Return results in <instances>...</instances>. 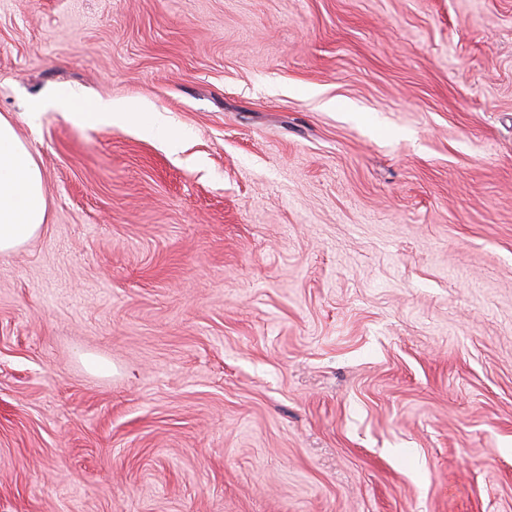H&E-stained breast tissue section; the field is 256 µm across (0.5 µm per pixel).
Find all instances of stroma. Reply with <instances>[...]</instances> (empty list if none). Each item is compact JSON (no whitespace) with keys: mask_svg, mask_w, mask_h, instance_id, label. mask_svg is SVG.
Segmentation results:
<instances>
[{"mask_svg":"<svg viewBox=\"0 0 512 512\" xmlns=\"http://www.w3.org/2000/svg\"><path fill=\"white\" fill-rule=\"evenodd\" d=\"M0 115V512H512V0H0ZM139 113L141 112H130L129 106L125 104H112V102H108L102 104L98 112L94 114L98 121L111 126L120 127L130 121L136 120ZM42 174L13 125L0 116V251L33 238L45 222Z\"/></svg>","mask_w":512,"mask_h":512,"instance_id":"obj_1","label":"stroma"}]
</instances>
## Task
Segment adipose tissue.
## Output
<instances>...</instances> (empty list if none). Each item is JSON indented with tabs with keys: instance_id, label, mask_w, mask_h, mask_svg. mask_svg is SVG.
Returning <instances> with one entry per match:
<instances>
[{
	"instance_id": "adipose-tissue-1",
	"label": "adipose tissue",
	"mask_w": 512,
	"mask_h": 512,
	"mask_svg": "<svg viewBox=\"0 0 512 512\" xmlns=\"http://www.w3.org/2000/svg\"><path fill=\"white\" fill-rule=\"evenodd\" d=\"M45 215L41 171L13 125L0 117V251L33 238Z\"/></svg>"
}]
</instances>
